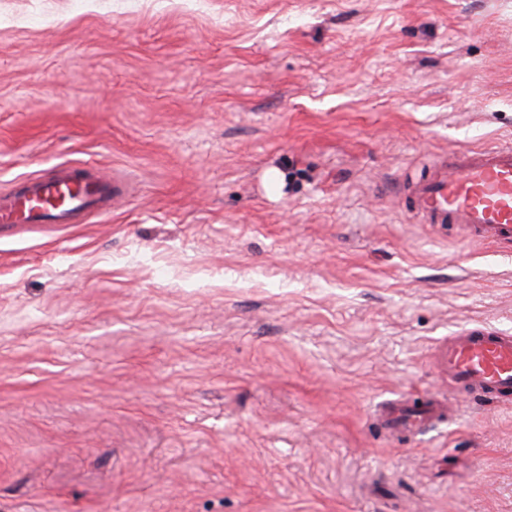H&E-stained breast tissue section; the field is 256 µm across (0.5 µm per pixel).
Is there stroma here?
Instances as JSON below:
<instances>
[{
    "instance_id": "35a3bbf8",
    "label": "stroma",
    "mask_w": 512,
    "mask_h": 512,
    "mask_svg": "<svg viewBox=\"0 0 512 512\" xmlns=\"http://www.w3.org/2000/svg\"><path fill=\"white\" fill-rule=\"evenodd\" d=\"M509 142L512 0H0V190L131 187L0 226V512H512V398L435 363L512 241L404 192ZM125 194L122 178L93 176L83 165L61 164L51 177H25L20 191L0 195V224H81L77 218L112 211ZM445 413V405L439 397L434 396L413 407H402L394 402L386 403L379 412V420L389 432L399 429L414 431L433 420L443 418Z\"/></svg>"
}]
</instances>
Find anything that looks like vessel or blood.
Here are the masks:
<instances>
[{
    "label": "vessel or blood",
    "instance_id": "b4317fda",
    "mask_svg": "<svg viewBox=\"0 0 512 512\" xmlns=\"http://www.w3.org/2000/svg\"><path fill=\"white\" fill-rule=\"evenodd\" d=\"M125 194L122 178L61 164L52 176L25 177L20 191L0 195V224H72L121 205ZM407 197L426 223L463 225L483 243L512 240V145L437 160L425 178L408 183ZM439 362L454 388L496 399L512 395V335L490 329L459 333L441 348ZM445 413L435 396L411 407L387 403L379 420L390 432L414 431Z\"/></svg>",
    "mask_w": 512,
    "mask_h": 512
}]
</instances>
